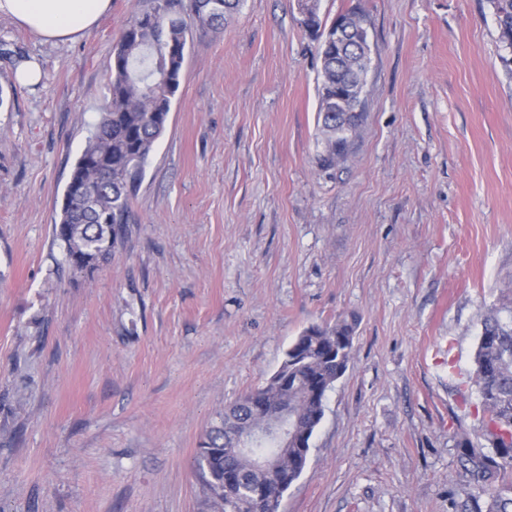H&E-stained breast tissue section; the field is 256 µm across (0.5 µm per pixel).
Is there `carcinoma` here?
Wrapping results in <instances>:
<instances>
[{"instance_id": "obj_1", "label": "carcinoma", "mask_w": 512, "mask_h": 512, "mask_svg": "<svg viewBox=\"0 0 512 512\" xmlns=\"http://www.w3.org/2000/svg\"><path fill=\"white\" fill-rule=\"evenodd\" d=\"M243 0H152L136 12L122 31L112 54L108 96L94 131L78 157L70 179L85 184L88 197L64 202L53 235L65 261L77 270L89 268L95 256L112 255L127 235L135 196L157 140L165 131L171 102L179 88L189 34L188 20L224 29ZM318 0H298L308 17L300 20L319 43L322 92L318 161L330 168L343 161L363 121V113L336 104V90L355 88L368 55L363 18L347 12L337 19H357L351 34L336 41V23H324ZM499 41L512 48V0H494ZM354 329L345 322L304 329L285 353L277 375L240 397L205 434L196 465L214 512H278V503H255L256 484L297 481L308 461L310 440L324 417L327 393L344 375L353 347ZM474 385L483 409V427L494 439L486 448L463 438L457 456L468 485L474 489L460 512H512V289L501 291L481 323L474 355ZM288 405L289 423L299 445L288 448L282 468L267 477L255 460L274 453L271 440H261L238 454L237 438L263 425L260 413Z\"/></svg>"}]
</instances>
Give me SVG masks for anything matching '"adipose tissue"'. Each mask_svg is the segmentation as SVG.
Instances as JSON below:
<instances>
[{
  "label": "adipose tissue",
  "mask_w": 512,
  "mask_h": 512,
  "mask_svg": "<svg viewBox=\"0 0 512 512\" xmlns=\"http://www.w3.org/2000/svg\"><path fill=\"white\" fill-rule=\"evenodd\" d=\"M112 0H0V17L46 42L75 41L110 11Z\"/></svg>",
  "instance_id": "adipose-tissue-1"
}]
</instances>
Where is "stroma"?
I'll return each instance as SVG.
<instances>
[{
  "instance_id": "35a3bbf8",
  "label": "stroma",
  "mask_w": 512,
  "mask_h": 512,
  "mask_svg": "<svg viewBox=\"0 0 512 512\" xmlns=\"http://www.w3.org/2000/svg\"><path fill=\"white\" fill-rule=\"evenodd\" d=\"M150 0L74 42L0 18V512H209L195 470L224 408L312 324L354 328L279 512H454L483 442L480 321L512 283V73L492 0H319L362 16L364 121L316 157L318 44L297 0L191 25L125 240L75 271L53 238ZM37 61L42 79L15 78ZM456 378H449V369Z\"/></svg>"
}]
</instances>
